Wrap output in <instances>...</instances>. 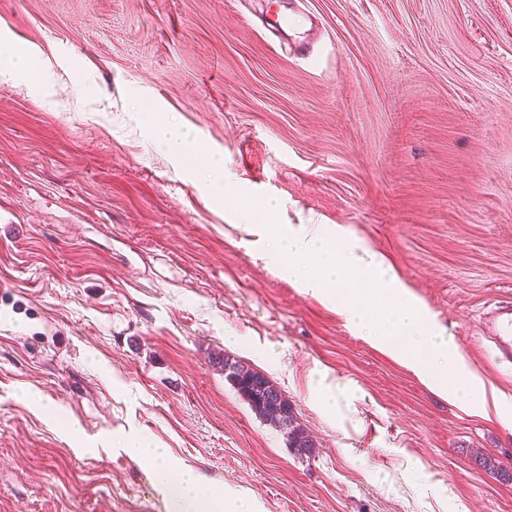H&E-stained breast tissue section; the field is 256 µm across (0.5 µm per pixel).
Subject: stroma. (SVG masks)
<instances>
[{"mask_svg": "<svg viewBox=\"0 0 512 512\" xmlns=\"http://www.w3.org/2000/svg\"><path fill=\"white\" fill-rule=\"evenodd\" d=\"M0 0V512H166L130 448L236 512H512V420L435 395L281 276L265 222L381 253L512 399V0ZM190 133L173 160L155 124ZM224 169V195L208 188ZM228 353L288 398L257 417ZM338 383L326 410L316 372ZM483 334L494 344L498 358L502 362L512 363V308L501 307L497 316L489 322H483ZM216 365L224 370L225 378L247 399L256 415L288 434L297 452L310 451L314 444L305 429L296 424L293 411L282 392L266 376L236 357L224 353L216 356Z\"/></svg>", "mask_w": 512, "mask_h": 512, "instance_id": "1", "label": "stroma"}]
</instances>
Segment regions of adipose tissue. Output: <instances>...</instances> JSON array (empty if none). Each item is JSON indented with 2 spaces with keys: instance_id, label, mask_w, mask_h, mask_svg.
Returning <instances> with one entry per match:
<instances>
[{
  "instance_id": "1",
  "label": "adipose tissue",
  "mask_w": 512,
  "mask_h": 512,
  "mask_svg": "<svg viewBox=\"0 0 512 512\" xmlns=\"http://www.w3.org/2000/svg\"><path fill=\"white\" fill-rule=\"evenodd\" d=\"M138 458L160 477L166 490V512H224V502L211 499L191 474L173 472L156 451L139 448Z\"/></svg>"
}]
</instances>
